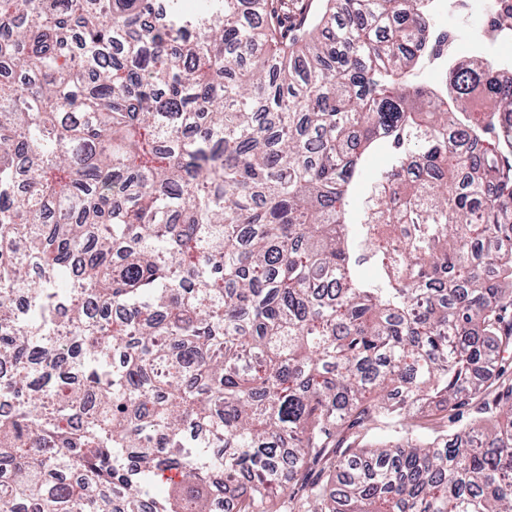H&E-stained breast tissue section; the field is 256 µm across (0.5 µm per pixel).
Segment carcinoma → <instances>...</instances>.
I'll return each mask as SVG.
<instances>
[{"instance_id":"carcinoma-1","label":"carcinoma","mask_w":512,"mask_h":512,"mask_svg":"<svg viewBox=\"0 0 512 512\" xmlns=\"http://www.w3.org/2000/svg\"><path fill=\"white\" fill-rule=\"evenodd\" d=\"M434 2L0 0V512H512V77L418 80ZM391 163V153L389 150L383 151L373 157L367 166L365 183L356 197V203L362 204L368 200V197L371 195V182L382 172L384 171L389 164Z\"/></svg>"}]
</instances>
